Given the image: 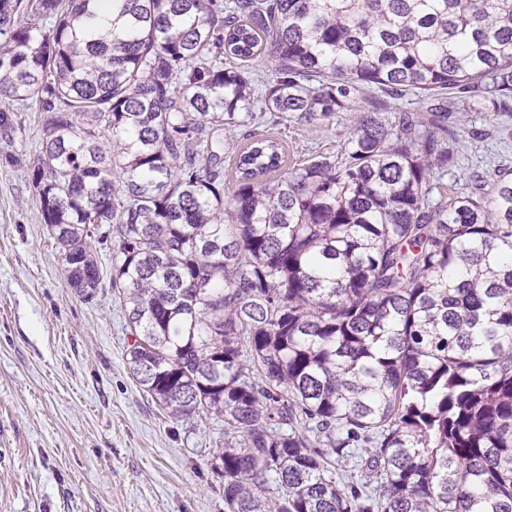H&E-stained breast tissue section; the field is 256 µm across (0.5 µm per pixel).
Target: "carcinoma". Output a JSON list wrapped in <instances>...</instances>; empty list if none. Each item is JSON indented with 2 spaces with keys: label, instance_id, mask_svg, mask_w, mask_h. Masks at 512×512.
<instances>
[{
  "label": "carcinoma",
  "instance_id": "1",
  "mask_svg": "<svg viewBox=\"0 0 512 512\" xmlns=\"http://www.w3.org/2000/svg\"><path fill=\"white\" fill-rule=\"evenodd\" d=\"M407 87L448 100L297 168L260 130ZM2 97L46 114L69 285L111 253L133 379L224 422L227 512H512V177L432 197L459 104L512 111V0H0Z\"/></svg>",
  "mask_w": 512,
  "mask_h": 512
}]
</instances>
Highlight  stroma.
Instances as JSON below:
<instances>
[{
    "instance_id": "obj_1",
    "label": "stroma",
    "mask_w": 512,
    "mask_h": 512,
    "mask_svg": "<svg viewBox=\"0 0 512 512\" xmlns=\"http://www.w3.org/2000/svg\"><path fill=\"white\" fill-rule=\"evenodd\" d=\"M0 512H225L224 479L212 466L222 424L176 420L133 380L132 341L95 252L102 286L85 299L70 288L59 249L30 186L43 115L0 99ZM354 113L293 121L281 129L295 164L342 152ZM454 162L435 195L491 190L512 171V112L452 117Z\"/></svg>"
}]
</instances>
